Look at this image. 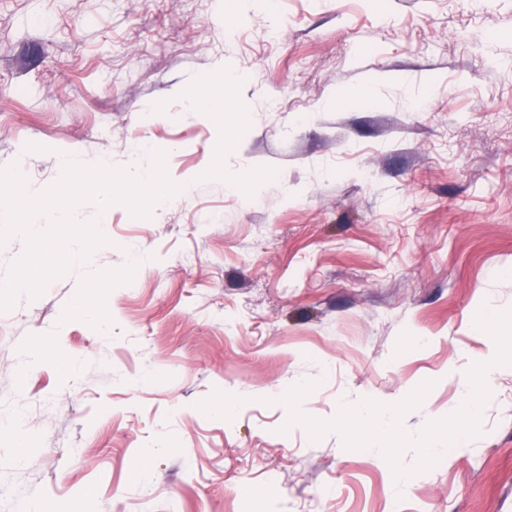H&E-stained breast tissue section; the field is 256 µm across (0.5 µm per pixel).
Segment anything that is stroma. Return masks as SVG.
<instances>
[{"instance_id": "1", "label": "stroma", "mask_w": 512, "mask_h": 512, "mask_svg": "<svg viewBox=\"0 0 512 512\" xmlns=\"http://www.w3.org/2000/svg\"><path fill=\"white\" fill-rule=\"evenodd\" d=\"M152 149L190 189L0 311V512H512V0H0V168Z\"/></svg>"}]
</instances>
